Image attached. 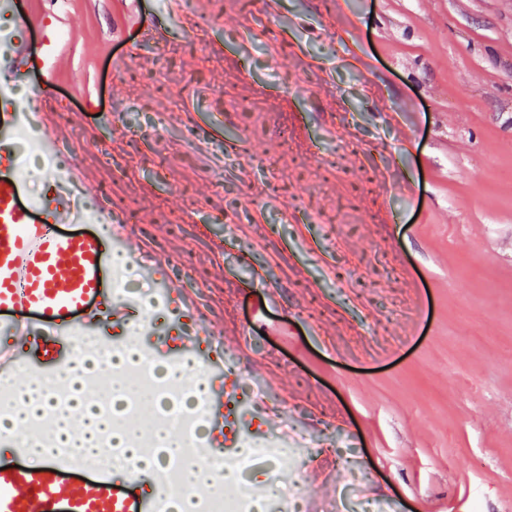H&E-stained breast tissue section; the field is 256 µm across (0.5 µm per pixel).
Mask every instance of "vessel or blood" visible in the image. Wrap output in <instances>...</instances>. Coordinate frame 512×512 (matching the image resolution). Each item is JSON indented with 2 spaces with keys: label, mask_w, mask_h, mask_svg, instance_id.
<instances>
[{
  "label": "vessel or blood",
  "mask_w": 512,
  "mask_h": 512,
  "mask_svg": "<svg viewBox=\"0 0 512 512\" xmlns=\"http://www.w3.org/2000/svg\"><path fill=\"white\" fill-rule=\"evenodd\" d=\"M0 12L22 24L33 20L32 0H0ZM30 61L27 41L0 29V374L9 375L24 360L8 339L33 346L39 368L51 375L76 354L79 337L104 327L130 329L136 306L118 297L112 287L113 253L127 238L129 218L113 212L108 224L70 233L69 225L84 223L80 200L57 189L33 203L22 202L23 182L16 170L12 143L18 127L33 121L14 98L12 82L25 77ZM152 351L193 355L208 351V368L217 385L209 398L208 441L214 448H234L238 438L227 423L263 425L281 405L253 401L246 410L230 409L241 393L240 375L224 364V347L212 332L150 328ZM80 463L67 453L45 464L0 468V512H159L167 489L152 474L133 467L121 472L96 471L74 482ZM141 493H133V486Z\"/></svg>",
  "instance_id": "1"
}]
</instances>
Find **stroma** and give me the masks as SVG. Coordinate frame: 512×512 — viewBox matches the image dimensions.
Masks as SVG:
<instances>
[{
    "mask_svg": "<svg viewBox=\"0 0 512 512\" xmlns=\"http://www.w3.org/2000/svg\"><path fill=\"white\" fill-rule=\"evenodd\" d=\"M132 2L34 0L66 38L23 83L131 215L142 316L185 322L154 259L313 500L358 466L395 512H512V0Z\"/></svg>",
    "mask_w": 512,
    "mask_h": 512,
    "instance_id": "obj_1",
    "label": "stroma"
}]
</instances>
